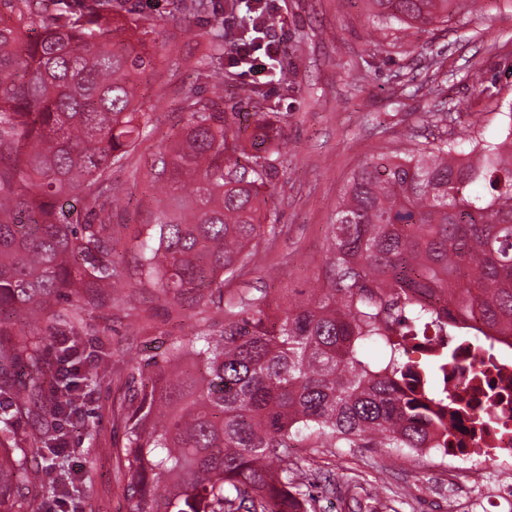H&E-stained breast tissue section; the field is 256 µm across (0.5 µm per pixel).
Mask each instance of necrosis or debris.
<instances>
[{"label":"necrosis or debris","instance_id":"4bbe7bcc","mask_svg":"<svg viewBox=\"0 0 512 512\" xmlns=\"http://www.w3.org/2000/svg\"><path fill=\"white\" fill-rule=\"evenodd\" d=\"M392 333L411 338L415 388L430 393L442 387L458 407L447 448L432 438L414 449V456L430 459L475 495L512 499V337L473 320L423 331L405 320ZM448 350L455 354L453 361L432 379L429 363Z\"/></svg>","mask_w":512,"mask_h":512}]
</instances>
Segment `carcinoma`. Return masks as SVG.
<instances>
[{
  "instance_id": "1",
  "label": "carcinoma",
  "mask_w": 512,
  "mask_h": 512,
  "mask_svg": "<svg viewBox=\"0 0 512 512\" xmlns=\"http://www.w3.org/2000/svg\"><path fill=\"white\" fill-rule=\"evenodd\" d=\"M0 0V384L4 411L72 413L79 379L58 378L45 350L58 328L77 336L82 312L112 306L118 288L149 287L178 306L247 266L265 233V190L281 156L274 121L251 132L189 88L187 122L151 169L164 198L137 227L135 274L115 260L127 225L112 223V167L138 146L148 112L139 97L155 67L140 19L112 17L107 0ZM482 0H368L402 31L448 22ZM42 29L32 39V27ZM485 187L482 195L470 187ZM321 288L282 307L267 297L225 311L218 334L191 331L124 408L123 458L132 512H301L305 484L290 448H420L443 416L401 377L403 341L392 310L422 325L480 318L512 330V112L495 141L452 136L365 163L336 209ZM441 290L437 313L415 302ZM386 362L363 356L370 342ZM189 356L193 370L176 371ZM25 448L0 422V512H33L18 489L30 456L50 461L68 492L63 435Z\"/></svg>"
}]
</instances>
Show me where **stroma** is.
I'll list each match as a JSON object with an SVG mask.
<instances>
[{"label":"stroma","mask_w":512,"mask_h":512,"mask_svg":"<svg viewBox=\"0 0 512 512\" xmlns=\"http://www.w3.org/2000/svg\"><path fill=\"white\" fill-rule=\"evenodd\" d=\"M112 4L152 17L159 31L156 70L140 86L150 123L138 149L112 171L114 222L135 225L156 213L160 194L148 168L184 124L183 86L223 98L244 115H276L284 149L268 192L277 234L262 238L246 275L225 283L228 303L263 294L285 303L321 286L338 202L366 160L408 152L416 134L466 130L495 139L502 113L512 110V0H485L481 13H454L408 42L374 20L366 0H284L272 20L284 33L282 71L257 87L197 66L211 14L188 22L171 0ZM440 101L452 120L424 123V113ZM87 322L91 333L74 341L82 371L92 377L75 399L84 425H61L81 494L44 493V471L33 465L22 493L38 512H130L116 453L125 443L120 405L128 380L152 371L154 360L193 327L221 329L224 313L207 299L176 307L154 289L131 288L112 308L89 310ZM105 358L112 370L97 374ZM295 454L305 473L331 476L338 490L362 485V512H471L466 489L406 451L299 448Z\"/></svg>","instance_id":"1"}]
</instances>
